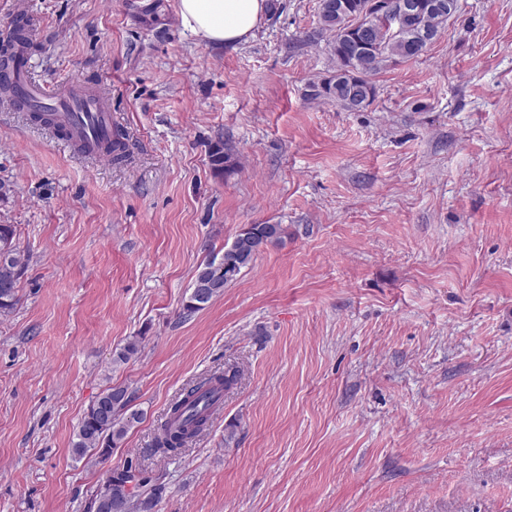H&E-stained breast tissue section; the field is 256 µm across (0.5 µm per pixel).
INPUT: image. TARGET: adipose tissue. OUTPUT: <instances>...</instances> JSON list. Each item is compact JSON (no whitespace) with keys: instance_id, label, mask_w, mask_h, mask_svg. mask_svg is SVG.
<instances>
[{"instance_id":"1","label":"adipose tissue","mask_w":512,"mask_h":512,"mask_svg":"<svg viewBox=\"0 0 512 512\" xmlns=\"http://www.w3.org/2000/svg\"><path fill=\"white\" fill-rule=\"evenodd\" d=\"M268 10V0H178L181 24L217 45L248 41Z\"/></svg>"}]
</instances>
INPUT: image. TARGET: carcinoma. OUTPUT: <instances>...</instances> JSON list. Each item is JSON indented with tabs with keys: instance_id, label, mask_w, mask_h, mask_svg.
I'll use <instances>...</instances> for the list:
<instances>
[{
	"instance_id": "1",
	"label": "carcinoma",
	"mask_w": 512,
	"mask_h": 512,
	"mask_svg": "<svg viewBox=\"0 0 512 512\" xmlns=\"http://www.w3.org/2000/svg\"><path fill=\"white\" fill-rule=\"evenodd\" d=\"M319 8V34L327 35L328 46L335 61V71L351 72L354 85L344 80L326 79L309 84L308 96L313 99L332 101L348 110L368 106L375 98L376 86L373 77L389 61L417 58L426 50V39H436L447 25L453 13L434 8L436 0H416L414 14L405 17L400 24L372 25L373 33L363 37L358 20L363 15L368 0H338L340 8L331 11L321 0ZM32 48L26 36L23 19L12 22L11 36L6 41L5 52L0 55V68L7 69L24 48ZM112 159L128 161L132 158L129 136L116 127L109 144ZM209 161L213 173L222 177L234 169L231 155L223 143L211 146ZM285 229L281 224H246L238 236L253 238L263 246L282 240ZM16 229L12 224H0V314L14 309L19 301L18 281L26 265V259L16 242ZM255 256L241 255L224 248V256L212 257L201 263L195 274L192 291L184 311L192 314L202 310L223 292L222 286L232 282L242 269L251 265ZM239 370L227 366L222 371L204 375L189 383L180 396L170 405L167 419L161 425L153 451L163 455H175L210 427L211 417L224 401V393L236 384ZM134 396L125 386L106 389L88 408L81 420L73 453L83 457L88 453L100 459L109 457L118 447L128 431L143 418V411L133 408ZM123 470L132 474L140 488L148 490L146 495L126 490L125 484L111 481L99 487L92 500L101 494L121 499L113 512H150L153 502L162 496L164 487L152 482V478L139 464L131 461Z\"/></svg>"
}]
</instances>
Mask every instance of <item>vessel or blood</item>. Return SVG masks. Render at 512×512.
<instances>
[{
	"label": "vessel or blood",
	"instance_id": "b4317fda",
	"mask_svg": "<svg viewBox=\"0 0 512 512\" xmlns=\"http://www.w3.org/2000/svg\"><path fill=\"white\" fill-rule=\"evenodd\" d=\"M17 105L23 110L35 105L50 108L71 144L95 157H107L112 108L91 90L70 86L50 90L26 84Z\"/></svg>",
	"mask_w": 512,
	"mask_h": 512
}]
</instances>
